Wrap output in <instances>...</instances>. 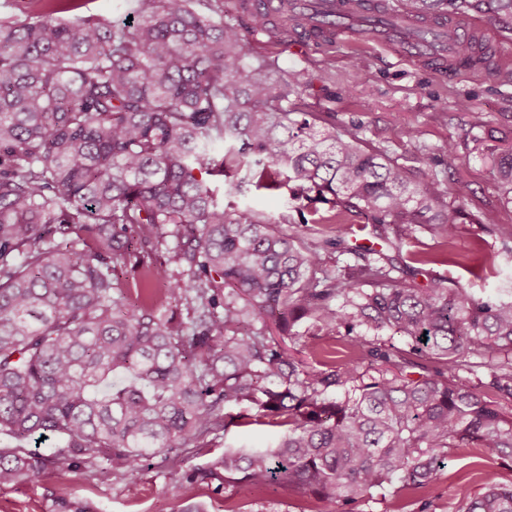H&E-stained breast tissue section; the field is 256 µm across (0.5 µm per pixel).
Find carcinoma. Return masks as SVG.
Here are the masks:
<instances>
[{"instance_id":"obj_1","label":"carcinoma","mask_w":512,"mask_h":512,"mask_svg":"<svg viewBox=\"0 0 512 512\" xmlns=\"http://www.w3.org/2000/svg\"><path fill=\"white\" fill-rule=\"evenodd\" d=\"M138 0L133 22L90 15L0 22V433L59 435L46 459L0 448V486L36 484L49 465L112 460V474L182 448L200 450L231 426L285 428L276 447L226 448L184 475L224 482V512L262 489L312 495L320 512H355L377 491L415 495L440 483L453 448L512 458V358L492 371L499 400L448 377L466 351L512 354V299L478 296L437 279L426 288L388 254L352 247L357 220L401 250L424 229L446 263L460 225L495 224L487 209L448 204L433 175L359 145L357 132L318 126L296 107L301 73L247 69L250 37L310 24L281 0L271 18L240 0L250 25L224 20V0ZM394 9L448 26L453 66L481 38L457 43L468 10L512 18V0H397ZM512 202V153L499 158ZM289 186L278 224L224 207L243 184ZM334 224L336 235L309 232ZM175 234L173 254L165 256ZM354 263L322 268V258ZM135 260L142 280L127 279ZM183 267L170 279L168 263ZM183 301L188 320L162 315ZM306 325L303 349L282 347ZM392 329L405 349L368 340ZM341 337L330 359L321 337ZM419 377L412 378V370ZM484 491L456 512H512V481L483 476Z\"/></svg>"}]
</instances>
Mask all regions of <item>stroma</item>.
<instances>
[{
  "label": "stroma",
  "mask_w": 512,
  "mask_h": 512,
  "mask_svg": "<svg viewBox=\"0 0 512 512\" xmlns=\"http://www.w3.org/2000/svg\"><path fill=\"white\" fill-rule=\"evenodd\" d=\"M481 21L491 56L452 78L430 63L401 60L368 35L322 50L258 36L247 45L246 61L298 70L310 111L357 129L414 177L436 172L449 203L473 213L497 208L498 224L462 225L457 262L423 265L416 277L421 285L440 278L491 293L512 290V258L504 255L501 238L512 228V204L502 203L493 170L494 158L512 151V21ZM355 58L365 61L363 71L352 68ZM475 134L484 138V151H474ZM460 189L465 198L457 197ZM480 457L477 448L449 452L441 482L426 494L432 512H451L457 501L480 492ZM62 499L90 512H224L223 491L187 483L157 457L143 459L121 482L104 459L92 467L49 468L39 483L0 487V512H55Z\"/></svg>",
  "instance_id": "obj_1"
}]
</instances>
